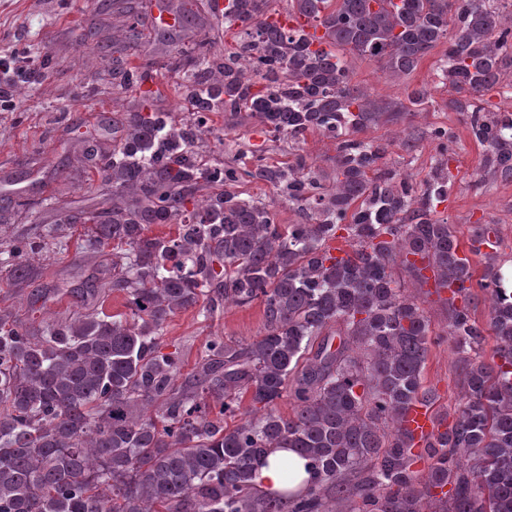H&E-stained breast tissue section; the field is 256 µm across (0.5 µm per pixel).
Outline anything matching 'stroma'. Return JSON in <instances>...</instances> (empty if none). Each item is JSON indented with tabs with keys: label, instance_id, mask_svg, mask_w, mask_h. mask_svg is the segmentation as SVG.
<instances>
[{
	"label": "stroma",
	"instance_id": "35a3bbf8",
	"mask_svg": "<svg viewBox=\"0 0 512 512\" xmlns=\"http://www.w3.org/2000/svg\"><path fill=\"white\" fill-rule=\"evenodd\" d=\"M212 0H0V58L26 56L35 71L0 98V313L35 328L42 321L85 310L127 315L126 297L108 294L85 305L72 290L88 277L112 271V243L101 228L112 221V186L99 175L123 136L130 113L140 111V95L123 86L124 68L147 65L159 74L161 100L156 109L173 122L192 121L188 99L177 94L186 70L172 59L199 45L233 47L221 31ZM431 52L409 78H393L380 64L349 58L353 83L371 87L384 98L402 96L405 84L430 88L433 103L410 113L397 125L365 129L363 138L389 143L388 165L423 181L432 171L436 145L425 137L434 124L458 136L451 171L450 199L439 210L453 224L458 240L471 237L477 221L493 222L498 252L512 261V183L476 185L483 150L474 143L456 113L443 109L447 87L438 85ZM224 138V158L245 166L254 156L282 166L292 159L287 140L275 138L256 120H225L212 113ZM33 244V252L15 260L10 248ZM440 339L432 343L425 385L440 412H453L461 394L460 360L442 331L448 305L431 285H412ZM46 301L30 303L35 293ZM263 327L259 305L231 307L211 320L198 308L177 313L167 323L162 350H181L184 372H192L202 345L211 337L247 343Z\"/></svg>",
	"mask_w": 512,
	"mask_h": 512
}]
</instances>
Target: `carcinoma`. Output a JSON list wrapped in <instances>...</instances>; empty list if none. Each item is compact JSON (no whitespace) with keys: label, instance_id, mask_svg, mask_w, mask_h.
I'll return each instance as SVG.
<instances>
[{"label":"carcinoma","instance_id":"cac0c4a2","mask_svg":"<svg viewBox=\"0 0 512 512\" xmlns=\"http://www.w3.org/2000/svg\"><path fill=\"white\" fill-rule=\"evenodd\" d=\"M226 2L215 16L237 30L235 47L196 48L187 73L196 123L177 128L153 109L148 68L122 74L149 112L130 113L112 149L114 272L73 292L89 302L123 292L131 316L37 330L0 316V512H512V293L495 264L457 257L437 211L454 184L444 157L456 133L427 130L439 158L417 188L386 165L388 144L357 133L421 110L429 91L378 99L352 83L346 59L400 76L443 47L435 76L483 149L478 184L510 183L512 113L485 95H512V0H290L288 18L323 27L325 49L271 21L273 0ZM209 112H244L297 148L309 134L332 139L336 173L319 174L303 153L286 166H206L195 147ZM201 179L219 192L195 199ZM252 181L304 223L284 228L276 200L241 197L236 187ZM168 223L176 236H145ZM337 238L350 247L343 257L328 251ZM413 252L440 280L474 281L490 297L482 322L448 299L443 335L461 354L464 392L425 446L424 481L401 426L408 404L433 402L424 368L436 332L396 274L401 265L423 281ZM201 300L211 318L257 302L264 331L248 343L211 337L184 378L181 353L162 352L160 337ZM284 398L289 416L277 411ZM270 448L295 449L314 480L260 493L254 464Z\"/></svg>","mask_w":512,"mask_h":512}]
</instances>
